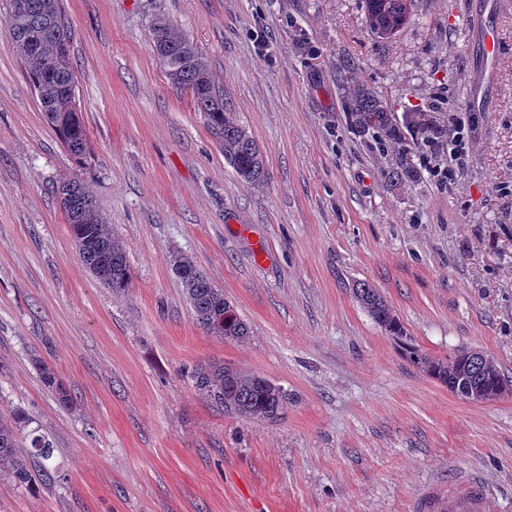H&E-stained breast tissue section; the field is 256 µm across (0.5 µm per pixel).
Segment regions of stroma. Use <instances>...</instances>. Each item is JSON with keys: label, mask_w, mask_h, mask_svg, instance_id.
<instances>
[{"label": "stroma", "mask_w": 512, "mask_h": 512, "mask_svg": "<svg viewBox=\"0 0 512 512\" xmlns=\"http://www.w3.org/2000/svg\"><path fill=\"white\" fill-rule=\"evenodd\" d=\"M482 0H415L393 39L364 0H63L90 156L47 124L0 24V419L48 438L35 479L0 476V512H411L429 481L478 475L488 512H512V396L459 399L429 379L357 302L368 283L411 342L467 345L512 378V13L497 80L470 16ZM206 58L266 162L242 183L190 91L154 53L156 17ZM372 94L390 133H363ZM471 149L452 180L413 113ZM79 176L125 245L120 293L81 264L56 183ZM193 259L253 336L196 325L172 255ZM75 405L60 406L37 361ZM208 361L288 391L282 420L201 399ZM51 477H43V468ZM352 122L361 131H369L370 129L386 130L390 128V118L378 101L369 95H361L355 100L351 108Z\"/></svg>", "instance_id": "35a3bbf8"}]
</instances>
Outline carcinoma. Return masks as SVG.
<instances>
[{"mask_svg": "<svg viewBox=\"0 0 512 512\" xmlns=\"http://www.w3.org/2000/svg\"><path fill=\"white\" fill-rule=\"evenodd\" d=\"M414 0H364L369 30L382 38L398 35L407 24ZM7 25L10 47L25 63L41 111L63 147L78 161L89 155L85 125L76 108L74 72L71 61L72 33L62 10V0H8ZM151 40L157 55L167 66L172 85L189 90L198 110L205 113L211 132L224 150V160L238 178L248 185L265 179V161L253 138L224 108V95L212 80L206 59L177 25L166 18L151 26ZM352 122L361 131L390 128V118L378 101L361 95L351 108ZM55 194L66 215L71 238L86 269L104 286L119 293L131 281L130 264L122 241L112 232L87 185L73 177L59 182ZM197 325L208 335L234 342L251 336L250 325L235 306L185 255L171 259ZM355 298L375 323L397 340L404 338L401 324L391 306L377 289L367 283L354 288ZM409 360L429 378L448 387L459 398L488 402L509 391V384L497 366L482 351L471 347L454 349L444 359L433 358L418 349L405 348ZM45 384L55 390L59 404L71 408L74 400L58 381L54 370L37 361ZM191 378L198 395L224 412L247 421H277L284 417L287 391L280 393L260 384L257 375L219 362L196 366ZM29 418L19 412L0 420V473L21 484L33 474L28 459L52 458L54 448L41 435L25 432Z\"/></svg>", "mask_w": 512, "mask_h": 512, "instance_id": "1", "label": "carcinoma"}]
</instances>
